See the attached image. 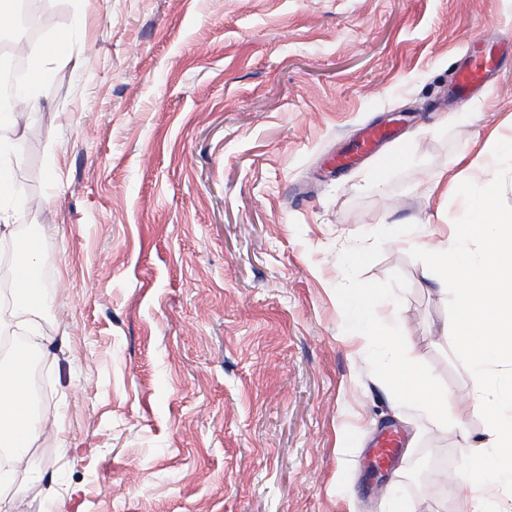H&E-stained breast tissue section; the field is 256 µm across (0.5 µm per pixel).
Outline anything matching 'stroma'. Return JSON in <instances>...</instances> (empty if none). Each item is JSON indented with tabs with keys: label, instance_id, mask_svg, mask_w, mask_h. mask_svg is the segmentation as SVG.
<instances>
[{
	"label": "stroma",
	"instance_id": "obj_1",
	"mask_svg": "<svg viewBox=\"0 0 512 512\" xmlns=\"http://www.w3.org/2000/svg\"><path fill=\"white\" fill-rule=\"evenodd\" d=\"M67 62L16 128L0 246L36 229L51 301L0 313L47 391L24 512H471L456 431L344 334L345 289L403 309L407 356L466 409L457 285L407 226L457 236L459 186L512 138V0H53ZM370 126L395 140L337 168ZM448 181L436 188L437 177ZM401 446L379 482L375 436ZM490 58L477 57L470 67L459 72L453 90L461 98L468 96L473 88L483 79L489 68Z\"/></svg>",
	"mask_w": 512,
	"mask_h": 512
}]
</instances>
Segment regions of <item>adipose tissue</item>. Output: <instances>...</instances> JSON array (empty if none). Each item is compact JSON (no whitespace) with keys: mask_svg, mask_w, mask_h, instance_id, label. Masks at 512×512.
I'll return each mask as SVG.
<instances>
[{"mask_svg":"<svg viewBox=\"0 0 512 512\" xmlns=\"http://www.w3.org/2000/svg\"><path fill=\"white\" fill-rule=\"evenodd\" d=\"M488 185L469 183L463 197L471 210L465 238H452L427 251L432 269L457 285L459 317L454 323L455 349L470 358L478 379L490 368L506 369L503 393L481 391L468 412L449 415L452 396L431 385L407 357L409 345L396 302L380 303L375 290L354 288L344 294L349 327L354 335L380 338L393 364L396 391L409 405L439 428L456 430L463 444L459 462L474 512H512V207L502 209L491 199ZM481 242L473 255L466 240ZM27 368L13 364L0 376V447L13 462L25 460L40 430L33 421L26 386ZM488 421L487 438L473 439L472 416Z\"/></svg>","mask_w":512,"mask_h":512,"instance_id":"obj_1","label":"adipose tissue"}]
</instances>
